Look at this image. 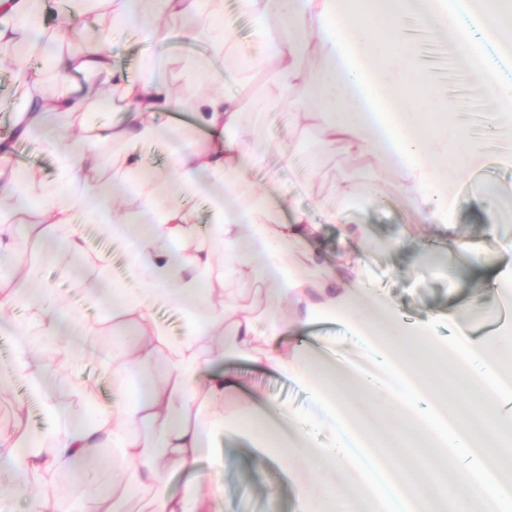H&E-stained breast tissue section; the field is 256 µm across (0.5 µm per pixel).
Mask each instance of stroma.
<instances>
[{
	"instance_id": "obj_1",
	"label": "stroma",
	"mask_w": 512,
	"mask_h": 512,
	"mask_svg": "<svg viewBox=\"0 0 512 512\" xmlns=\"http://www.w3.org/2000/svg\"><path fill=\"white\" fill-rule=\"evenodd\" d=\"M167 48L165 77L178 95L190 100L204 92L208 81L191 76L185 67L189 57L199 53V46L188 38L179 22H171ZM423 57L439 55L450 79L446 94L453 104L456 119L462 120L472 141H480L482 130L488 129L490 101L482 91L461 78L460 65L448 60V49L440 43L420 46ZM246 128L256 142L274 140L276 146L267 157V166L255 170L253 182L274 201L280 202L282 220H290L297 208L310 210L312 218H319L322 208L335 205L338 185L347 173L362 169L361 161L343 154L321 159L317 167H309L305 159L313 154V126H294L286 104L271 106L260 113L244 115ZM494 162L462 178L456 186L457 202L451 216L452 223L472 241L479 243L481 262L464 268L452 276L443 263H433L426 270H418L417 255L424 251L447 255L448 241L444 238L418 233L415 215L399 187L402 175L390 170L384 175L387 192L369 199L364 205L352 209L348 221L365 227L362 238L341 244V230L333 224L320 228L318 248L329 255L347 250L351 258L365 259L362 275L377 296L386 299L398 317L407 323H421L433 314H440V321L433 326L434 335L448 337L475 326L494 323L493 306L478 287L479 282L491 278L493 265L486 259L496 250L500 237L512 238V134L497 135L492 143ZM297 155L291 166H283L281 155ZM494 193L497 205V223L488 225L482 201L487 193ZM88 254L82 258L65 257L50 263L45 259L42 242L18 239L19 251L28 258L38 260L40 278L56 289L67 311L97 320L101 323L98 335L85 338L84 345L91 354L87 375L98 381L104 397L113 392L111 375L102 374L101 359L111 357L113 347L125 337L121 320L112 317L107 308L94 300L89 290L99 280L119 281L124 277L125 254L122 242L112 239L98 224L84 227ZM109 252L112 264L100 270L91 264L90 255ZM465 307L459 321L448 323L443 315L448 309ZM289 346L304 348L314 344L323 354L360 359L361 353L344 325L331 321L289 330ZM230 365L237 371L244 392L260 399L280 402L297 413H304L306 394L283 375L267 371L259 364L245 358H230ZM24 404L26 413L23 424H16L14 411L17 404ZM51 422L40 410L38 395L33 393L25 378H14L9 387L0 391V434L9 436L17 429L38 437L50 427ZM222 453L230 457L232 466L220 482L223 486L221 508L223 512H266V490H276L279 512H296L295 488L290 477L275 461H258L257 452L246 440L225 437L218 443Z\"/></svg>"
}]
</instances>
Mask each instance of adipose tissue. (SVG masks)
I'll return each mask as SVG.
<instances>
[{
    "instance_id": "1",
    "label": "adipose tissue",
    "mask_w": 512,
    "mask_h": 512,
    "mask_svg": "<svg viewBox=\"0 0 512 512\" xmlns=\"http://www.w3.org/2000/svg\"><path fill=\"white\" fill-rule=\"evenodd\" d=\"M28 4L0 0V70L9 71L23 90V105L14 112L17 140L37 138L52 152L56 178L49 182L37 167L15 166L12 147L0 142V199L36 201L47 216L43 224L18 218L0 229V262L10 266L8 276L0 275V319L21 303L31 309L42 343L56 358H35L25 329L15 327L13 373L37 388L48 371L64 365L92 415L74 422L48 395L42 410L52 423L49 453L26 437L0 436V464L11 474L10 484L0 486V512H11L17 498L28 501V512H88L91 502L97 512H121L102 482L109 448L118 451L113 486L123 496L147 498L149 512H217L219 486L202 478L196 489L175 496L168 491V473L174 467L195 470L204 458L213 470H224L229 461L212 443L230 432L255 441L260 459L275 460L284 470L325 465L350 485L353 512H389L378 492L381 478L319 405L304 419L266 400L243 419L224 409L240 387L237 373L224 367L217 342L228 334L239 353L284 376H301L309 387L327 386L375 426L373 389L356 370L285 344V328L304 326L312 307L346 319L394 367L415 368L433 390L459 387L466 396L460 407L465 425L497 462L512 463V345L477 335L449 342L433 336L427 322L391 328L389 305L369 297L359 277L340 280L337 262L321 256L314 245L319 226L309 213L296 210L283 223L273 202L255 189L251 175L264 165L266 153L243 127L242 94L224 91L228 76L266 75L263 105L288 103L299 124L320 116L318 154L339 150L368 158L363 173L347 175L340 184L338 204L323 214L326 223L343 225L345 236H359L361 225L346 223L349 205L382 193L380 172L395 169L419 223L447 233L454 266H467L476 247L448 221L455 179L485 167L493 154L488 145L472 142L462 123L449 121L448 97L434 89L420 64L405 20L422 15L431 39L447 43L451 56L465 63L470 81L493 98L491 124L512 123V0H237L239 10L256 22L252 46L216 22L219 0H121L97 38L79 43L72 40L75 17L67 12L51 40L34 36ZM175 15L201 47L187 69L213 85L188 104L175 96L158 66L168 39L166 21ZM131 28L140 30L150 48L133 79L112 57L113 42ZM310 51L318 59L313 69L304 65ZM49 72L56 91L46 97L40 86ZM76 75L85 87L73 84ZM91 90L119 98L124 119L112 125L111 166L121 183L136 186L140 206L134 213L118 209L107 186L72 195L101 159L44 121L49 112L82 118ZM186 105L200 132L192 141L161 120ZM425 112L437 115V128L422 125ZM162 138L169 143L166 165L145 167L137 146ZM204 194L214 221L202 239L191 202ZM85 224L105 225L125 245L126 287L96 291L99 299H111L112 315L122 319L130 340L101 362L119 387L106 403L85 379L86 354L75 344L76 337L97 335L98 323L67 320L55 289L39 283L37 264L23 261L16 248L17 238H45L53 243V255L81 254ZM225 268L255 279L259 304H241L235 294L218 291ZM163 301L184 311L183 341L171 340L159 327L156 307ZM133 376L147 386L132 397L125 387ZM315 429L328 430L332 443L316 446ZM51 472L67 474L81 499L37 492Z\"/></svg>"
}]
</instances>
